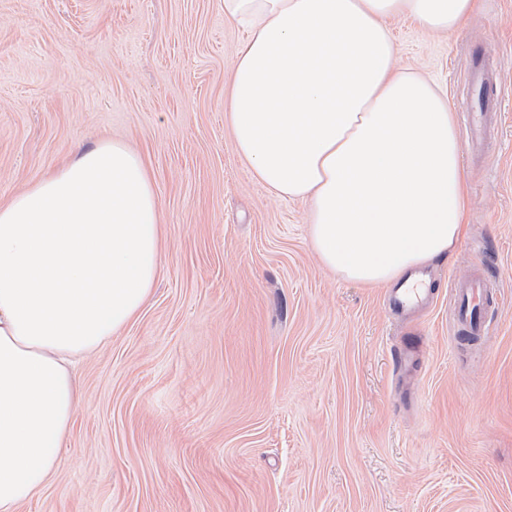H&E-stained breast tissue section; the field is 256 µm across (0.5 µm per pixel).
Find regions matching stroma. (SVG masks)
<instances>
[{"label":"stroma","instance_id":"1","mask_svg":"<svg viewBox=\"0 0 512 512\" xmlns=\"http://www.w3.org/2000/svg\"><path fill=\"white\" fill-rule=\"evenodd\" d=\"M387 25L397 70L448 99L467 187L412 321L324 267L309 200L239 156L224 103L245 32L224 0H0V204L115 139L165 217L152 294L77 361L73 429L20 512H512V101L480 142L465 119L474 63L512 87V0L454 32ZM477 264L498 302L468 340L448 284Z\"/></svg>","mask_w":512,"mask_h":512}]
</instances>
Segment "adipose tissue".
Here are the masks:
<instances>
[{"label": "adipose tissue", "mask_w": 512, "mask_h": 512, "mask_svg": "<svg viewBox=\"0 0 512 512\" xmlns=\"http://www.w3.org/2000/svg\"><path fill=\"white\" fill-rule=\"evenodd\" d=\"M474 0H224L247 37L227 102L237 150L278 197L311 202L310 237L340 277L401 280L463 225L448 101L394 69L386 19L459 29ZM162 257L143 160L106 140L0 206V512L48 483L70 433L73 359L132 322Z\"/></svg>", "instance_id": "ef3b65f1"}]
</instances>
